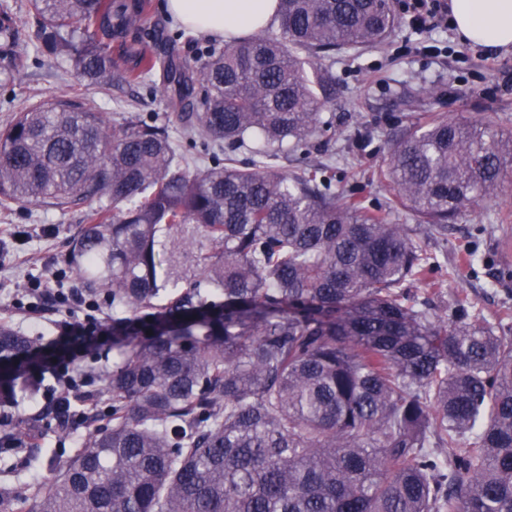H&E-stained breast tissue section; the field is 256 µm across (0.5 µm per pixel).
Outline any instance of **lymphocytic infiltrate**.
I'll return each instance as SVG.
<instances>
[{"mask_svg": "<svg viewBox=\"0 0 512 512\" xmlns=\"http://www.w3.org/2000/svg\"><path fill=\"white\" fill-rule=\"evenodd\" d=\"M405 10L415 32L444 29L448 26V0H407ZM58 273L30 281L28 293L51 302L57 314L56 333L44 343H37L23 368L27 374H50L56 387L47 391L59 420L81 422L87 417L84 397L87 379L74 375V360L98 346L111 343L112 323L102 303L77 288H62Z\"/></svg>", "mask_w": 512, "mask_h": 512, "instance_id": "obj_1", "label": "lymphocytic infiltrate"}]
</instances>
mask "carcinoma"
I'll return each mask as SVG.
<instances>
[{
    "label": "carcinoma",
    "instance_id": "carcinoma-1",
    "mask_svg": "<svg viewBox=\"0 0 512 512\" xmlns=\"http://www.w3.org/2000/svg\"><path fill=\"white\" fill-rule=\"evenodd\" d=\"M23 11L87 90L162 69L201 158L167 123L109 125L86 93L0 129V206L94 202L69 265L112 298V371L87 398L107 423L30 494L0 485V512H512V310L440 313L420 291L461 269L311 159L321 139L335 155L321 57L383 44L390 0H278L277 35L124 72L112 38L138 4L0 0L7 78L25 66ZM509 162L512 133L433 114L374 176L443 229L504 191ZM32 347L0 325V378L21 379Z\"/></svg>",
    "mask_w": 512,
    "mask_h": 512
}]
</instances>
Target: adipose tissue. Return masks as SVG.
Here are the masks:
<instances>
[{"mask_svg":"<svg viewBox=\"0 0 512 512\" xmlns=\"http://www.w3.org/2000/svg\"><path fill=\"white\" fill-rule=\"evenodd\" d=\"M278 0H167L175 23L231 38L271 23ZM451 26L464 42L487 50L512 48V0H448Z\"/></svg>","mask_w":512,"mask_h":512,"instance_id":"1","label":"adipose tissue"}]
</instances>
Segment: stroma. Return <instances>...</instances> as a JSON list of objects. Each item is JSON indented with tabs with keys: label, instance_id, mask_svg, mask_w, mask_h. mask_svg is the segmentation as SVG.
<instances>
[{
	"label": "stroma",
	"instance_id": "35a3bbf8",
	"mask_svg": "<svg viewBox=\"0 0 512 512\" xmlns=\"http://www.w3.org/2000/svg\"><path fill=\"white\" fill-rule=\"evenodd\" d=\"M143 19L146 34L161 33L173 43L184 66H191L199 48L216 44V37L178 27L165 9V0H149ZM440 56L422 53L423 35L415 33L406 16L387 42L359 51L341 49L324 63L336 79V98L326 104L325 115L336 118L337 188L361 196L372 206L389 211L394 223L423 232L419 216L391 209L392 189L373 179L372 172L387 158L395 134L406 126L441 113L462 122H491L512 131V50L485 52L461 42L454 32L437 33ZM81 75L60 57L47 52L28 53L25 69L13 81H0V127L31 102H49L82 88ZM96 111L112 123L129 113L145 120L168 116L171 106L159 76L146 82L113 83L94 93ZM85 204L63 208L22 202L0 210V231L14 232L6 240L9 256L0 266V323L20 334L51 335L54 316L44 312L39 323L14 309L29 280L63 270L65 287H78L66 263L70 242L82 229ZM512 238V194L483 206L464 208L433 249L449 266L464 275L449 281V296L464 295L486 317L512 307V256L502 242ZM29 404L0 405V422H10L21 434L40 433V440L8 458L0 456V470L20 490L47 482L55 463L74 454L86 439L83 426H63L53 418L36 419Z\"/></svg>",
	"mask_w": 512,
	"mask_h": 512
}]
</instances>
